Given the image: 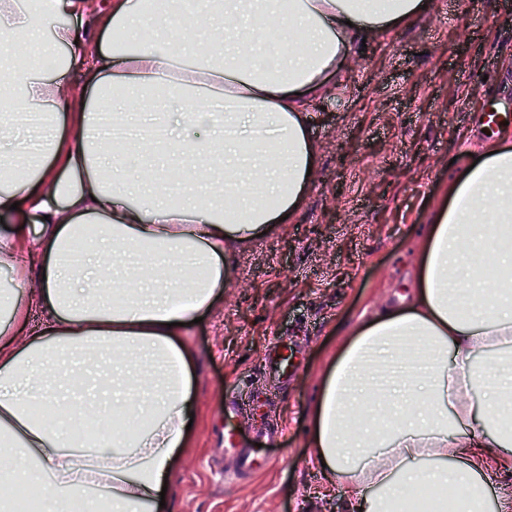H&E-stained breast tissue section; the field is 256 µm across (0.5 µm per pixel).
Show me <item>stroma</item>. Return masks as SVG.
<instances>
[{"label":"stroma","instance_id":"obj_1","mask_svg":"<svg viewBox=\"0 0 512 512\" xmlns=\"http://www.w3.org/2000/svg\"><path fill=\"white\" fill-rule=\"evenodd\" d=\"M423 4L326 79L306 109L316 162L301 207L237 249L223 299L187 333L197 425L167 486L172 512H343V485L309 445L323 372L360 315L411 296L449 180L497 142L487 112L512 113V5ZM284 335L297 364L285 384L263 371ZM264 420L284 429L259 449L267 468L225 477V429L248 443Z\"/></svg>","mask_w":512,"mask_h":512}]
</instances>
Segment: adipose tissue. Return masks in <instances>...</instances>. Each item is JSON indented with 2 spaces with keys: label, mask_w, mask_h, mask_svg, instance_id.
Masks as SVG:
<instances>
[{
  "label": "adipose tissue",
  "mask_w": 512,
  "mask_h": 512,
  "mask_svg": "<svg viewBox=\"0 0 512 512\" xmlns=\"http://www.w3.org/2000/svg\"><path fill=\"white\" fill-rule=\"evenodd\" d=\"M422 0H199L192 39L173 0L144 18L136 0H47L46 16L0 0V35L62 49L84 86L30 64L0 74L20 109L0 122V159L28 161L0 185V458L14 486L54 474L78 497L90 477L112 493L103 512H171L165 476L189 444L196 354L185 326L224 295L237 245L273 232L302 204L315 164L305 106L354 43L417 15ZM124 30L127 47L92 46ZM112 121L158 125L156 140L110 146L97 134V93ZM227 107H208L216 96ZM47 121L25 127L27 113ZM35 225L27 236L26 225ZM99 234L73 254L78 231ZM414 296L363 321L323 375L311 444L345 488V512H402L410 494L454 491L453 512H486V479L512 475V147L460 170L430 226ZM39 276L36 291L23 284ZM42 321L25 327L33 309ZM80 350L61 382L95 371L124 423L84 447L45 374ZM49 418L30 414L34 404Z\"/></svg>",
  "instance_id": "1"
}]
</instances>
